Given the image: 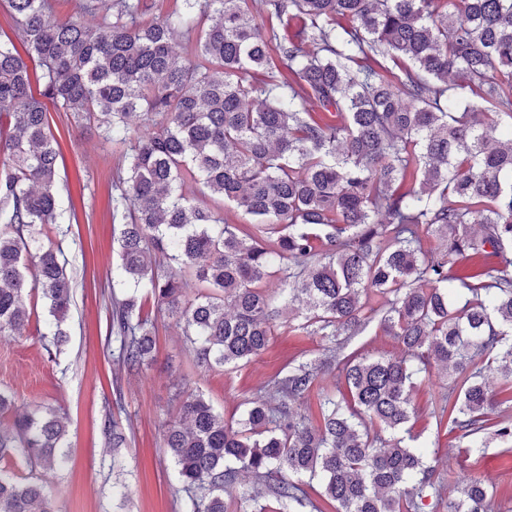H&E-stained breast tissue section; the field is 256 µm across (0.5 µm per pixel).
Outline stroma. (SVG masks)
Instances as JSON below:
<instances>
[{"label":"stroma","mask_w":512,"mask_h":512,"mask_svg":"<svg viewBox=\"0 0 512 512\" xmlns=\"http://www.w3.org/2000/svg\"><path fill=\"white\" fill-rule=\"evenodd\" d=\"M50 124L60 152L63 250L74 292L64 324L67 341L57 347L51 336L41 334L49 314L45 304H38L35 323L23 335H0V392L17 407L39 405L65 417L68 461L46 470L18 457L11 470L37 478L57 512H182L177 470L163 448L164 428L177 420L182 402L200 393L225 417L239 416L268 380L320 357L325 343L281 328L246 364L200 368L181 326L148 300L143 310L155 324V350L138 372L127 373L118 363L119 342L109 328L112 300L126 292L113 276L120 227L112 222V178L123 159L72 113L51 112ZM450 385L437 372L417 385L412 432L435 451L440 481L454 487L483 479L506 510L512 507V443L491 437L475 451L467 440L437 428L435 403ZM107 421L126 434L127 447H112L103 431Z\"/></svg>","instance_id":"obj_1"}]
</instances>
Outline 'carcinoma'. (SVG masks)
<instances>
[{
  "label": "carcinoma",
  "instance_id": "obj_1",
  "mask_svg": "<svg viewBox=\"0 0 512 512\" xmlns=\"http://www.w3.org/2000/svg\"><path fill=\"white\" fill-rule=\"evenodd\" d=\"M0 1L16 36L0 39V335L27 328L37 295L59 343L73 303L62 243L45 231L62 221L50 103L124 149L112 219L134 288L110 328L128 370L153 350L141 288L183 321L200 367H238L284 323L329 342L238 420L201 394L182 403L164 448L184 512H226L242 476L265 491L239 497V512H264L265 492L278 512H308L293 476L318 480L334 512L443 500L426 452L406 442L417 382L434 366L455 376L437 417L463 437L512 404V0H264L277 28L252 0H180L150 19L145 0H75L67 20L56 0ZM272 48L277 74L261 77ZM208 198L249 222H224ZM375 320L403 355L336 362L341 337ZM334 365L342 386L325 390ZM66 436L60 416L19 413L0 426V462L52 466ZM446 509L495 512L494 492L473 481ZM0 512L55 509L0 469Z\"/></svg>",
  "mask_w": 512,
  "mask_h": 512
}]
</instances>
